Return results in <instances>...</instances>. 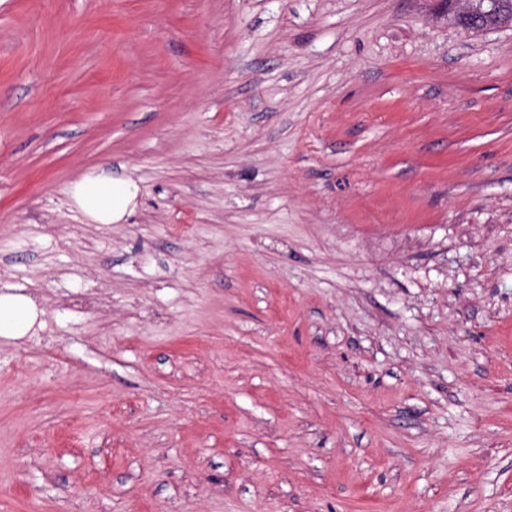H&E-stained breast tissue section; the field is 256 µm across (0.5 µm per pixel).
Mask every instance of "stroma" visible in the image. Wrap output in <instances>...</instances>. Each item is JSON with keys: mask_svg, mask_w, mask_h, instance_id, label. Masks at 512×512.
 <instances>
[{"mask_svg": "<svg viewBox=\"0 0 512 512\" xmlns=\"http://www.w3.org/2000/svg\"><path fill=\"white\" fill-rule=\"evenodd\" d=\"M434 8L0 7V512H512V26ZM138 194L129 178H113L103 169L90 170L69 188L75 207L93 224H119L130 213ZM34 316V304L22 294H0V336H24Z\"/></svg>", "mask_w": 512, "mask_h": 512, "instance_id": "obj_1", "label": "stroma"}]
</instances>
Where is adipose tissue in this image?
<instances>
[{
  "instance_id": "ef3b65f1",
  "label": "adipose tissue",
  "mask_w": 512,
  "mask_h": 512,
  "mask_svg": "<svg viewBox=\"0 0 512 512\" xmlns=\"http://www.w3.org/2000/svg\"><path fill=\"white\" fill-rule=\"evenodd\" d=\"M138 194L137 184L115 178L105 170H91L69 188L75 207L92 223L117 224L130 213ZM34 316V304L22 294H0V336H22Z\"/></svg>"
}]
</instances>
